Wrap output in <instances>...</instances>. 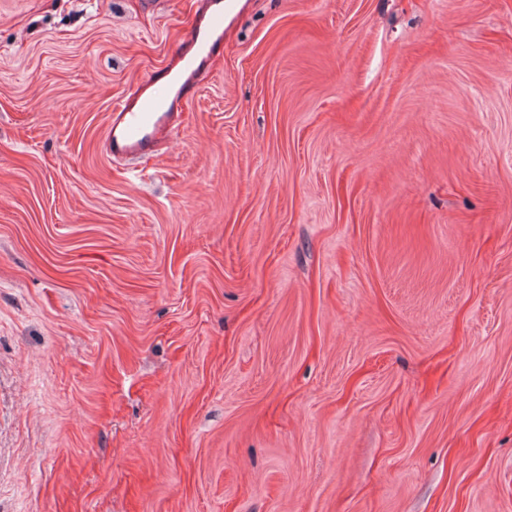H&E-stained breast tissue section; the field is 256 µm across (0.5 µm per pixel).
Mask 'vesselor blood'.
Here are the masks:
<instances>
[{"label": "vessel or blood", "mask_w": 512, "mask_h": 512, "mask_svg": "<svg viewBox=\"0 0 512 512\" xmlns=\"http://www.w3.org/2000/svg\"><path fill=\"white\" fill-rule=\"evenodd\" d=\"M224 0H204L201 13L178 53L180 66L172 83L163 89L138 85L119 101L110 115L105 150L111 157H133L155 151L161 138L182 119L179 98L173 86L195 83L204 62L210 61L224 40Z\"/></svg>", "instance_id": "obj_1"}]
</instances>
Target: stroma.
Here are the masks:
<instances>
[{
  "label": "stroma",
  "instance_id": "stroma-1",
  "mask_svg": "<svg viewBox=\"0 0 512 512\" xmlns=\"http://www.w3.org/2000/svg\"><path fill=\"white\" fill-rule=\"evenodd\" d=\"M0 0V512H512V0ZM224 27V1L205 0L177 54L180 67L166 73H172V83L162 90H150L154 84H140L114 106L105 137L109 156L133 157L156 150L161 138L184 116L180 99L171 97L172 89L195 83L202 64L211 60L224 41Z\"/></svg>",
  "mask_w": 512,
  "mask_h": 512
}]
</instances>
